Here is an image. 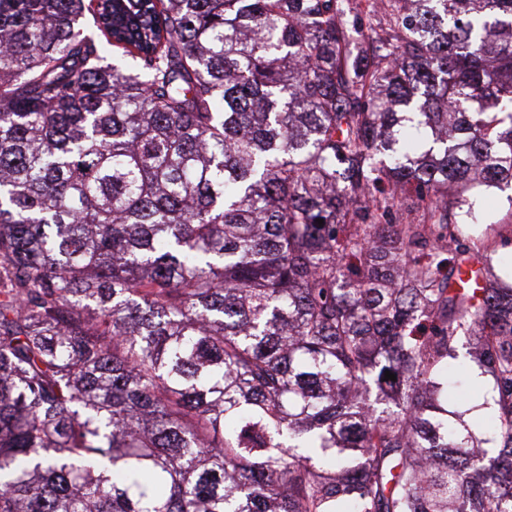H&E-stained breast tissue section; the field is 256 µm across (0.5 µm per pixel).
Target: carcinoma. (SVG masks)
<instances>
[{
    "mask_svg": "<svg viewBox=\"0 0 512 512\" xmlns=\"http://www.w3.org/2000/svg\"><path fill=\"white\" fill-rule=\"evenodd\" d=\"M504 183L512 0H0V512H512ZM502 189H494L484 202V224L482 230L488 227L487 232L492 234L501 233L504 239L510 235L512 230V184L502 186Z\"/></svg>",
    "mask_w": 512,
    "mask_h": 512,
    "instance_id": "carcinoma-1",
    "label": "carcinoma"
}]
</instances>
